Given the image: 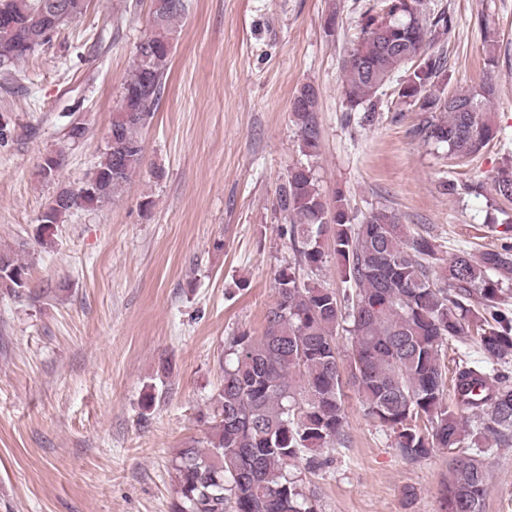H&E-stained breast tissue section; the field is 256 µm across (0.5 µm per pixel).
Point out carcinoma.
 <instances>
[{
	"instance_id": "1",
	"label": "carcinoma",
	"mask_w": 512,
	"mask_h": 512,
	"mask_svg": "<svg viewBox=\"0 0 512 512\" xmlns=\"http://www.w3.org/2000/svg\"><path fill=\"white\" fill-rule=\"evenodd\" d=\"M422 0H379L361 17L358 41L342 61L350 110L369 124L380 109L379 91L404 73L400 103L420 114L415 138L447 148L465 162L498 137L490 104L495 84L486 77L467 91H449L444 56L426 50L455 28L445 10L429 15ZM86 0H0V72L51 42L49 34L79 18ZM184 0H152V29L139 43L113 113L112 144L77 189L58 186L44 209L45 227L72 210L91 208L123 190L144 163L142 131L166 87L176 22ZM424 55L421 64L415 57ZM318 94L302 86L291 102L302 151L319 146ZM493 188L512 201V166ZM293 259L276 278L277 299L261 336L245 332L224 349L223 380L213 396L210 430L199 446L179 450L173 464L172 512H316L291 470L300 462L314 474L327 464L324 449L343 439V380L336 338L350 336V376L368 415L391 430L409 461L434 448L461 449L442 481L444 512H484L485 457L512 444V374L460 360L453 397L445 398L444 348L474 347L488 361L512 355V307L503 285L512 283V242L475 257L460 250L437 264L438 246L426 231L410 232L391 209L370 211L354 224L345 196L329 206L311 167L288 172L276 197ZM332 241L342 288L313 275L328 260ZM0 288L27 287L29 266L0 252Z\"/></svg>"
}]
</instances>
